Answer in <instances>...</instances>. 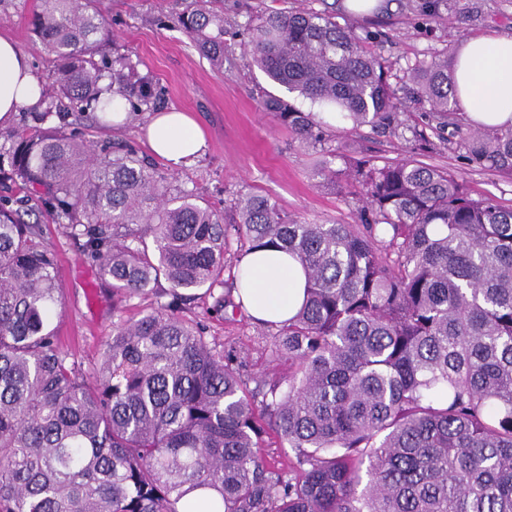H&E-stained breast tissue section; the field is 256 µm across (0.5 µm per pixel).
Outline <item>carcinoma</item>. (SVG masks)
<instances>
[{
	"label": "carcinoma",
	"mask_w": 512,
	"mask_h": 512,
	"mask_svg": "<svg viewBox=\"0 0 512 512\" xmlns=\"http://www.w3.org/2000/svg\"><path fill=\"white\" fill-rule=\"evenodd\" d=\"M93 0H43L35 42L53 86L7 134L0 182L37 197L112 288V339L85 372L52 328L62 289L41 225L0 196V512H180L193 491L222 512H512V209L470 197L454 174L406 158L336 154L315 171L344 182L359 224H306L269 196L217 212L128 142L86 140L74 114L109 122L105 94L139 117L161 90L131 59L101 52ZM224 66V13L207 0L179 18ZM253 63L276 86L364 127L421 145L398 112L391 65L327 12L270 11L246 24ZM401 80L443 125L458 101L448 56ZM304 146L332 130L274 94L263 99ZM472 166L512 175V127L458 131ZM298 259L307 294L280 324L269 365L247 372L206 336L189 304L251 321L234 292L249 252ZM168 296L137 319L124 307ZM288 448V465L263 449Z\"/></svg>",
	"instance_id": "1"
}]
</instances>
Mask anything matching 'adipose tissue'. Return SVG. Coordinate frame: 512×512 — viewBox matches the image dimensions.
I'll return each mask as SVG.
<instances>
[{"label":"adipose tissue","mask_w":512,"mask_h":512,"mask_svg":"<svg viewBox=\"0 0 512 512\" xmlns=\"http://www.w3.org/2000/svg\"><path fill=\"white\" fill-rule=\"evenodd\" d=\"M454 81L468 122L492 130L512 126V36L465 40L456 54ZM41 89L29 54L11 37L0 35V128L11 125L19 109L36 106ZM142 130L153 154L176 171L191 165L207 147L196 121L179 110L149 114ZM239 275L238 295L255 319L283 322L303 303L302 266L282 250L250 253Z\"/></svg>","instance_id":"adipose-tissue-1"}]
</instances>
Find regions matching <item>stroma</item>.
I'll list each match as a JSON object with an SVG mask.
<instances>
[{"label":"stroma","mask_w":512,"mask_h":512,"mask_svg":"<svg viewBox=\"0 0 512 512\" xmlns=\"http://www.w3.org/2000/svg\"><path fill=\"white\" fill-rule=\"evenodd\" d=\"M386 0L373 13L349 11L343 0H223L224 66L217 69L194 48L179 27L178 17L190 0H96L112 23L122 53L153 77L162 88L165 106L192 113L206 134L208 149L176 173L177 183L202 196L214 208L237 192L257 190L273 197L288 213L309 224H355L359 215L343 190L320 187L313 172L322 155L301 147L271 114L263 112L266 94L278 86L252 64L244 48L245 24L269 10L333 8L335 20L359 34H371L382 47L393 71H401L435 55H455L466 39L489 33L512 34V0ZM40 0H0V33L12 36L28 53L41 81H48L53 63L32 40L29 29ZM408 124L425 126L434 150L417 155L411 140L364 130L361 137L337 140L339 153L391 159L421 157L423 162L454 173L471 196L512 208V176L468 166L457 147L455 127H440L427 103L400 91ZM44 238L57 255L63 288L58 329L64 350L83 370H90L112 334V292L102 286L96 271L78 245L57 224L42 219ZM202 315L208 335L248 348V370H265L272 338H259L253 324L227 322L206 313L203 302L193 305Z\"/></svg>","instance_id":"1"}]
</instances>
